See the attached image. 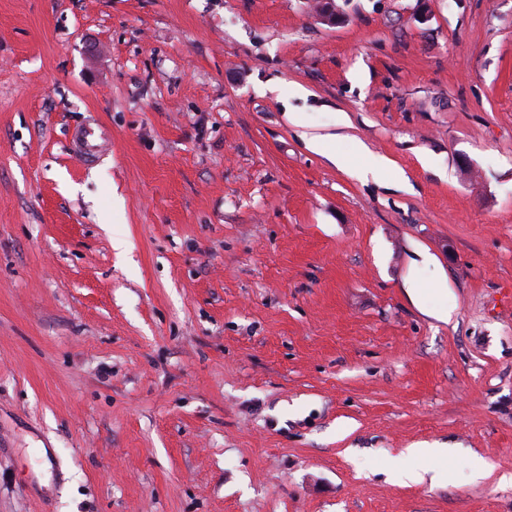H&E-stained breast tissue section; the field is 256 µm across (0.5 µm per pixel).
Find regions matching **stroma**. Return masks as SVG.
I'll return each instance as SVG.
<instances>
[{"label":"stroma","mask_w":512,"mask_h":512,"mask_svg":"<svg viewBox=\"0 0 512 512\" xmlns=\"http://www.w3.org/2000/svg\"><path fill=\"white\" fill-rule=\"evenodd\" d=\"M312 4L0 0V512H512V0ZM406 457L411 461V465L400 473L401 480L420 483L427 475L432 484L448 480V465L440 468L427 467V462L433 458H448V452L446 453L443 448H431L420 444L407 448Z\"/></svg>","instance_id":"35a3bbf8"}]
</instances>
